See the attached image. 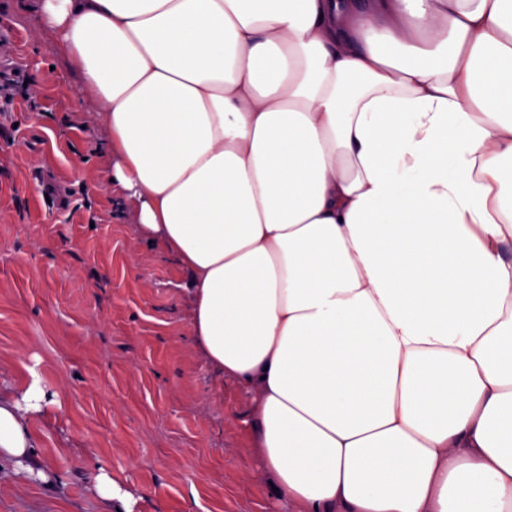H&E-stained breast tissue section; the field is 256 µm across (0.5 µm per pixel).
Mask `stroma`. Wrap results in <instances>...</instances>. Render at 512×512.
<instances>
[{
	"label": "stroma",
	"mask_w": 512,
	"mask_h": 512,
	"mask_svg": "<svg viewBox=\"0 0 512 512\" xmlns=\"http://www.w3.org/2000/svg\"><path fill=\"white\" fill-rule=\"evenodd\" d=\"M1 26L0 83L32 93L0 112V394L36 377L61 404L28 420L51 482L1 459L0 512H107L103 464L134 512H281L245 394L192 338L186 271L114 207L79 76L20 0H0ZM58 192L62 210L47 202Z\"/></svg>",
	"instance_id": "35a3bbf8"
}]
</instances>
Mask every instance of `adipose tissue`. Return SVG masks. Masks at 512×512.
<instances>
[{"mask_svg":"<svg viewBox=\"0 0 512 512\" xmlns=\"http://www.w3.org/2000/svg\"><path fill=\"white\" fill-rule=\"evenodd\" d=\"M29 7L287 512H512V0Z\"/></svg>","mask_w":512,"mask_h":512,"instance_id":"1","label":"adipose tissue"}]
</instances>
